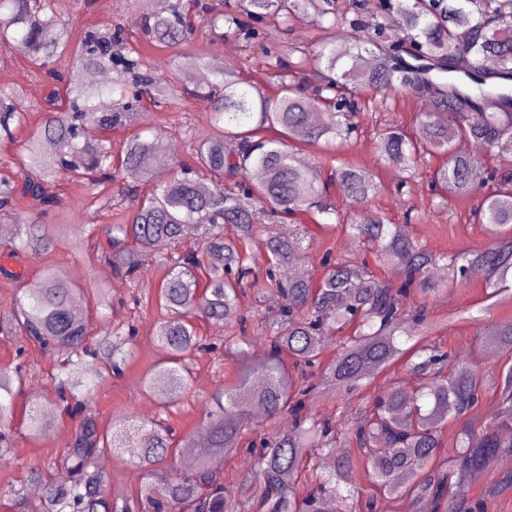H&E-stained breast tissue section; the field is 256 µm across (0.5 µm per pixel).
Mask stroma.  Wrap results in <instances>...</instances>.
I'll list each match as a JSON object with an SVG mask.
<instances>
[{
	"mask_svg": "<svg viewBox=\"0 0 512 512\" xmlns=\"http://www.w3.org/2000/svg\"><path fill=\"white\" fill-rule=\"evenodd\" d=\"M144 7L143 0H69L67 4L70 26L112 23L123 26L130 34H137L136 18ZM263 41L245 45L235 42V53L229 62L240 77L255 82L267 96H275L279 79L266 63L265 51L286 45L314 47L320 42L323 31L317 17H310L307 24L291 23L287 30L265 27ZM4 71L0 84H20L23 93L14 105L18 111L29 113L32 120H39L36 108L45 95L43 84L27 75L28 63L24 54L10 50L0 56ZM428 101L412 92L392 94L384 110L373 107L361 109L357 114L360 134L356 139L338 148L312 146L304 148L300 156L307 164L320 167L323 174L342 163H349L373 174L382 184L381 192L371 199L368 209L380 213L390 223L405 225L410 237L429 251L437 254L455 252L464 248L481 249L490 241L487 232L472 223L470 210L477 200L473 197H449L440 201L430 186V176L438 166V159H429L416 176H408L398 168L388 165L377 149L380 119L399 125L408 132H415ZM143 127L173 140L178 158H185L188 147L181 137V126L203 132L210 127V103L202 97L183 96L176 107L156 109L144 106ZM55 217L51 222L60 240L59 247L51 253L10 261L9 266L20 272L24 280H33L41 267L60 265L70 269L76 283L85 291V315L97 327L132 325L136 329L135 353L121 366L120 373L107 374L100 379L91 411L102 429H111L113 421L134 419L143 421L157 414H164L173 427L176 438L198 436L202 430L201 415L213 404L215 395L237 379L236 362L224 353V327L199 319L195 325L200 336L213 343L210 351L191 353L190 385L174 401L146 392L143 378L149 368L161 360L162 355L154 339L155 329L162 318L156 298L158 286L165 274L161 263L146 259L136 279L129 280L117 274L111 266L99 261L94 239H87L81 249H73L70 238L75 225L109 223L107 211L87 206L73 184L60 181L56 188ZM303 225L316 243L315 249L304 254L301 264L305 271L319 269V260L325 250L338 256L359 253L360 248L348 235L333 228L315 224L312 216L302 218ZM107 285L112 304L103 308L96 304V288ZM428 318L434 322L433 340L460 358L479 362L490 378H498L500 368L495 361L481 358L477 336L486 325L512 319V297L502 295L487 298L485 285L480 280L459 283L456 287L436 293L426 299ZM57 358L38 345H17L8 336L0 335V369L22 365L23 392L16 399L17 408H24L34 392L47 398L57 395V382L53 377ZM415 380L404 361H397L386 370L362 383L347 401L337 400L329 394L314 398L310 406L320 417L353 419L359 404L370 401L389 385L414 386ZM499 413L498 399L494 392H486L467 418L449 420L443 431L440 458L452 457L455 441L465 422L480 425L492 422ZM75 430L74 422L65 414H58L50 433L30 436L23 422H15L13 446L0 458V488L20 486L24 483L32 464H41L48 481L66 485L71 476L63 461V452ZM106 473L109 482L105 495L112 501H135L139 495L142 470L132 463L112 460Z\"/></svg>",
	"mask_w": 512,
	"mask_h": 512,
	"instance_id": "35a3bbf8",
	"label": "stroma"
}]
</instances>
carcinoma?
<instances>
[{
	"instance_id": "carcinoma-1",
	"label": "carcinoma",
	"mask_w": 512,
	"mask_h": 512,
	"mask_svg": "<svg viewBox=\"0 0 512 512\" xmlns=\"http://www.w3.org/2000/svg\"><path fill=\"white\" fill-rule=\"evenodd\" d=\"M335 0H236L223 10L202 0H170L162 12L144 10L138 24L151 48L181 59L196 26L205 25L209 40L226 38L245 43L257 38L255 21L286 25L306 9L328 21V36L315 49L299 46L267 52V65L278 70L280 93L270 99L260 88L242 81L230 66L205 53L194 63L179 65L178 80L211 103L210 131L190 144L191 162H174L179 171L164 178L154 160L171 152L163 137L136 133L124 145L121 168L112 161L106 134L130 125L141 113L135 104L148 98L156 108L176 105L174 84L146 61L121 26L106 24L82 29L68 26L62 0H0V51L19 42L27 52L29 72L49 88L39 106L40 122L24 143L17 177L0 176V211L14 210L16 199L27 198L36 213L13 224L12 237L0 241L11 259L44 254L56 247L46 219L55 206L52 189L61 180L78 186L86 201L102 209L112 206V185L124 170L154 183L150 194L133 199V212L102 229L84 224L80 240L101 231L105 237L100 260L127 278H134L143 259L164 248L180 246L188 226L200 233L201 248L175 259L163 279L159 305L163 318L157 340L167 360L148 374L145 385L173 399L189 385L185 359L201 350L192 323L205 318L214 324L243 326L247 290L264 285L279 297V307L265 319L267 357L248 361V339L224 337V352L235 357L241 379L224 387L214 406L203 415L207 445L192 438L182 448L195 454L194 469L175 472L162 484L152 479L153 466L168 456L171 429L154 418L131 432L108 439L90 412L102 373L118 369V358L135 337L131 326L95 332L87 318L73 315L72 305L83 289L62 267L42 270L39 281L21 286L16 309L0 321V332L19 342L37 343L60 352L58 401L31 402L24 424L31 435L51 429L57 411L78 419L64 451L73 476L67 486L45 480L43 469L30 468L18 489L0 495L21 498L29 488L44 502L43 512H130L126 504L104 495L106 477L96 459L112 455L138 464L145 472L140 488L141 512H324L333 501L335 512H375V500L364 506L354 496V480L362 474L382 497L381 506L395 498L423 503L422 512H473L474 506L450 497L451 480H465L477 471L497 472V490L512 489V321L479 336L480 352L508 364L503 380H488L475 362L442 350L429 338L424 306L411 301L418 294L480 279L494 297L512 282V175L497 174L483 155L512 151V112L491 108V99L512 98V16L500 0H377L372 13V38L347 48L335 36L346 15ZM397 18L411 32L412 49L401 51L385 36ZM72 51L71 66L62 70L58 57ZM423 73L433 92L431 109L421 114L419 131L409 135L388 127L378 140L385 161L403 171L416 170L425 156L444 162L432 183L446 195L481 194L474 211L492 244L436 255L413 241L405 226L389 224L372 211L358 210L338 218L334 228L362 246L376 249L382 265L395 266L401 287L384 286L366 258L323 255L319 278H295L288 268L308 249L299 216L327 214L329 185L338 183L353 203L381 190V183L362 170L342 164L328 178L321 170L297 161L298 145L348 142L358 133L355 110L366 89L387 98L407 88L408 70ZM23 89L14 83L0 87V135L13 137L29 118L14 107ZM232 140L236 149L227 150ZM473 143L476 152L461 155L454 145ZM258 171L261 179L239 176ZM235 234H224V225ZM442 265L444 282L431 280ZM206 274L202 285L200 274ZM413 342L409 370L417 388L386 387L361 406L354 427L335 419L300 413L314 390L305 369L317 368L328 392L342 400L362 381L385 370L403 354L400 337ZM336 341L335 354L323 360L325 345ZM301 371H288L286 359ZM21 367L0 369V448H11L16 418L15 387L22 384ZM496 389L498 420L477 429H462L450 461L438 460L443 426L468 414L483 395ZM292 409L291 427L258 448L249 447L253 468L234 495L220 482L224 456L241 451L245 429L273 421Z\"/></svg>"
}]
</instances>
